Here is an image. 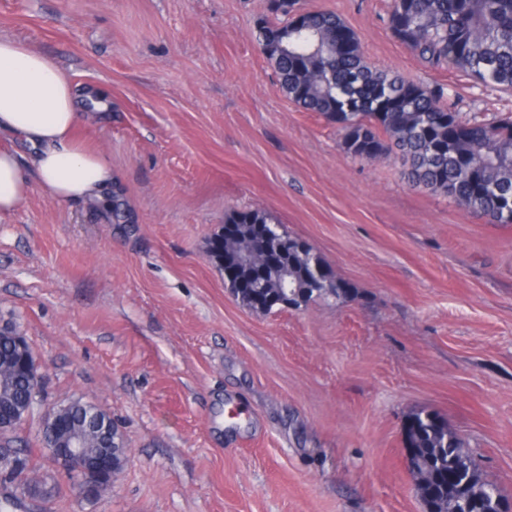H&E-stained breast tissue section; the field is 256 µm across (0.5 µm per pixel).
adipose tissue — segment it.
<instances>
[{"instance_id":"adipose-tissue-1","label":"adipose tissue","mask_w":512,"mask_h":512,"mask_svg":"<svg viewBox=\"0 0 512 512\" xmlns=\"http://www.w3.org/2000/svg\"><path fill=\"white\" fill-rule=\"evenodd\" d=\"M78 96L58 64L11 38L0 37V131L24 138L31 166L54 202L100 200L112 186L106 158L77 146ZM29 181L18 156L0 149V213L20 207Z\"/></svg>"}]
</instances>
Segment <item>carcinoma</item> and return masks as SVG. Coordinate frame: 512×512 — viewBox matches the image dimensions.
Segmentation results:
<instances>
[{
    "instance_id": "obj_1",
    "label": "carcinoma",
    "mask_w": 512,
    "mask_h": 512,
    "mask_svg": "<svg viewBox=\"0 0 512 512\" xmlns=\"http://www.w3.org/2000/svg\"><path fill=\"white\" fill-rule=\"evenodd\" d=\"M270 12L273 20L258 27L257 40L279 89L304 111L336 125L348 154L361 160L393 154L413 185L440 193L491 224H512V112L490 121L466 119L444 86L376 69L365 59L358 35L333 11L305 10L299 0H270ZM388 26L422 62L459 71L485 88L512 91V0H392ZM270 221L260 209L228 215L224 223L237 225V235L215 246L212 256L222 263L250 252L252 225ZM279 263L264 268L263 295L279 293L286 268L299 305L340 296L339 287L314 284V269L324 267L317 253L289 250ZM25 358H34L30 345L20 350L9 333H0V409L22 407L32 394ZM51 415L82 432L90 451L100 447L98 435L84 429L86 404L75 401ZM413 445L415 478L439 476L433 497L424 500L427 512H448L462 483L470 492L469 512H487L496 489L479 481L462 437L434 415L419 426ZM16 472L25 475L26 485L44 480L42 474L28 476L27 455L0 451V485Z\"/></svg>"
}]
</instances>
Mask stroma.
<instances>
[{
    "instance_id": "1",
    "label": "stroma",
    "mask_w": 512,
    "mask_h": 512,
    "mask_svg": "<svg viewBox=\"0 0 512 512\" xmlns=\"http://www.w3.org/2000/svg\"><path fill=\"white\" fill-rule=\"evenodd\" d=\"M392 0H300L336 12L366 60L448 87L463 115L512 94L420 62ZM269 0H0V36L54 59L102 152L107 205L59 204L31 180L0 213V326L42 373L38 411L0 447L41 443L46 409L106 412L130 453L89 502L66 482L17 512H426L402 440L438 413L512 503V225L412 186L398 159L356 160L335 125L277 87L256 31ZM262 209L350 290L253 310L209 242Z\"/></svg>"
}]
</instances>
